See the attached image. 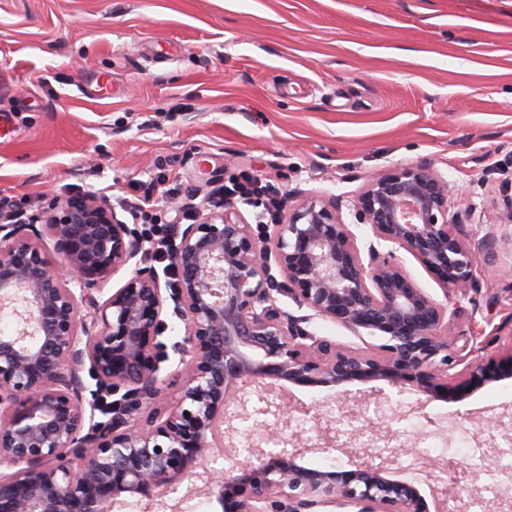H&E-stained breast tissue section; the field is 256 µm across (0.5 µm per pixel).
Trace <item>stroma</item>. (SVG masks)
<instances>
[{"label": "stroma", "instance_id": "1", "mask_svg": "<svg viewBox=\"0 0 512 512\" xmlns=\"http://www.w3.org/2000/svg\"><path fill=\"white\" fill-rule=\"evenodd\" d=\"M423 161L484 245L448 316L496 353L512 344V0H0V200L26 214L92 192L125 219L163 173L201 220L213 187L248 175L287 198L353 197ZM386 387L288 394L310 408ZM419 399L383 409L407 447L430 432L462 471L486 421L512 434V378L422 416Z\"/></svg>", "mask_w": 512, "mask_h": 512}]
</instances>
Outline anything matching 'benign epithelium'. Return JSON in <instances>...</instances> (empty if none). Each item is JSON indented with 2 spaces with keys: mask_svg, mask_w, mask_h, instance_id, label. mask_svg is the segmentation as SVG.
<instances>
[{
  "mask_svg": "<svg viewBox=\"0 0 512 512\" xmlns=\"http://www.w3.org/2000/svg\"><path fill=\"white\" fill-rule=\"evenodd\" d=\"M455 204L467 200L429 162L371 177L352 203L376 239L366 261L339 196L305 195L271 228L229 204L210 220L175 225L171 289L151 265L148 238L92 194L53 198L39 214L0 224V315L15 319L0 334V465L17 468L0 474V512H110L132 501L179 512L183 487L204 491L220 512H426L413 484L387 477L401 448L371 426L370 395L353 396L337 418L315 411L314 438L287 440L299 407L268 387L383 380L411 384L430 402L511 377L512 346L473 358L448 306L378 249L398 246L436 276L445 298L466 296L482 244L465 242ZM46 236L63 262L44 249ZM127 265L130 277L101 299ZM284 293L380 344L347 349L315 335L302 327L310 316L277 305ZM170 302L185 336L171 345L182 385L168 401L159 371L169 355L158 337ZM451 364L462 366L452 377ZM84 372L118 399L107 408L85 400ZM224 421L234 439L250 424L249 447L214 454L224 447L214 425ZM282 443L290 449L275 450ZM381 443L379 461L355 453L348 471L303 464L308 453ZM221 457L231 465L220 475L199 471ZM480 491L476 478L444 487L456 512Z\"/></svg>",
  "mask_w": 512,
  "mask_h": 512,
  "instance_id": "obj_1",
  "label": "benign epithelium"
}]
</instances>
